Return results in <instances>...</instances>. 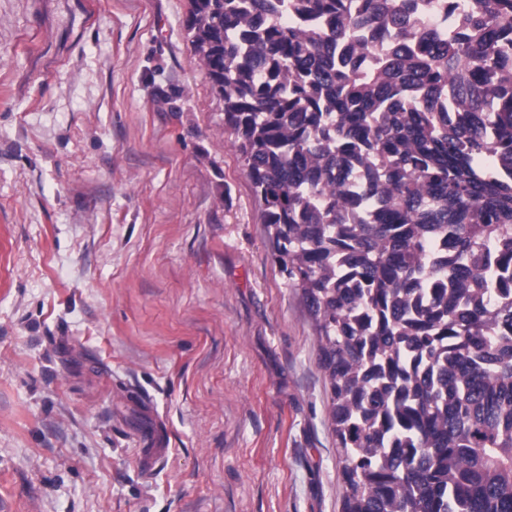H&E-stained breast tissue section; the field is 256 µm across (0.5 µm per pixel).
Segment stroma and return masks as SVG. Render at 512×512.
Masks as SVG:
<instances>
[{
    "label": "stroma",
    "instance_id": "1",
    "mask_svg": "<svg viewBox=\"0 0 512 512\" xmlns=\"http://www.w3.org/2000/svg\"><path fill=\"white\" fill-rule=\"evenodd\" d=\"M189 12L0 0V512H342L315 323Z\"/></svg>",
    "mask_w": 512,
    "mask_h": 512
}]
</instances>
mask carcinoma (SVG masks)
I'll return each instance as SVG.
<instances>
[{
    "label": "carcinoma",
    "instance_id": "cac0c4a2",
    "mask_svg": "<svg viewBox=\"0 0 512 512\" xmlns=\"http://www.w3.org/2000/svg\"><path fill=\"white\" fill-rule=\"evenodd\" d=\"M190 0L317 328L343 512H512V0Z\"/></svg>",
    "mask_w": 512,
    "mask_h": 512
}]
</instances>
